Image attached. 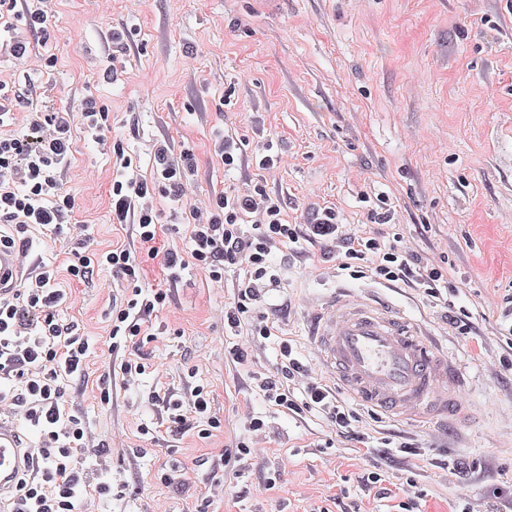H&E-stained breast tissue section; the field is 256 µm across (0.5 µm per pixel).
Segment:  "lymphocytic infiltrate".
Masks as SVG:
<instances>
[{
	"label": "lymphocytic infiltrate",
	"instance_id": "1",
	"mask_svg": "<svg viewBox=\"0 0 512 512\" xmlns=\"http://www.w3.org/2000/svg\"><path fill=\"white\" fill-rule=\"evenodd\" d=\"M2 12L13 15L28 36L19 38L10 27L0 26L1 54L19 58L29 52L32 43L49 41L48 14L33 0H0ZM71 144V118L65 112L32 120L23 132L0 134V224L14 225L19 231L32 224L57 231L71 222L75 200L61 179L70 163ZM115 154L112 221L132 225L139 247L79 251L67 267L78 281L98 266L125 283V301L112 307V336L137 337L149 343L157 339L153 319L166 294L163 289L146 287L145 261L149 258L160 259L168 279L196 269L218 287L223 286L227 269L245 267L244 281L224 307V319L234 328L254 313L266 289L278 285L273 254L285 249L300 255L308 245L321 241L335 243L338 267L352 278L368 275L385 283L409 281L428 296L441 295V266L425 263L418 255L370 233L344 230L333 209H324L309 224L287 223L280 201L258 183L242 193H215L206 212H191L182 198V182L196 168L193 154L185 152L175 159L167 145H159L146 176L134 169L123 148H116ZM162 197L172 212L189 214L192 219L186 231L187 249L158 246L157 203ZM55 281V269L45 265L28 288L0 297V380L9 382L8 388H0V409L19 417L38 434L42 445L38 470L21 482L9 512H76L88 495L106 498L112 494V475L107 469L89 478L83 466L90 451L88 430L65 408L66 384L85 375L90 345L76 336L75 325L60 321L58 311L67 295L56 288ZM280 351L285 365L258 381L265 400L291 413L322 412L337 435L356 437L355 415L326 384L310 375L288 343H281ZM296 385L302 387V395H294ZM160 401L166 410V433L192 431L207 437L221 426L204 387H197L193 404L187 408L166 394Z\"/></svg>",
	"mask_w": 512,
	"mask_h": 512
}]
</instances>
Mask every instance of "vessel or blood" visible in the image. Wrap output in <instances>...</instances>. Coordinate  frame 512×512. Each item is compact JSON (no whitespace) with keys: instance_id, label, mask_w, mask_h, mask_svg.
<instances>
[{"instance_id":"b4317fda","label":"vessel or blood","mask_w":512,"mask_h":512,"mask_svg":"<svg viewBox=\"0 0 512 512\" xmlns=\"http://www.w3.org/2000/svg\"><path fill=\"white\" fill-rule=\"evenodd\" d=\"M23 269L22 255L0 248V295L15 290ZM310 334L319 364L368 411L416 426L471 416L455 355L401 307L341 289L318 297ZM36 460L16 424L0 418V495L16 489Z\"/></svg>"}]
</instances>
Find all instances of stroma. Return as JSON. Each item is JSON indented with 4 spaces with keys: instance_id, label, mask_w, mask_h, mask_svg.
<instances>
[{
    "instance_id": "1",
    "label": "stroma",
    "mask_w": 512,
    "mask_h": 512,
    "mask_svg": "<svg viewBox=\"0 0 512 512\" xmlns=\"http://www.w3.org/2000/svg\"><path fill=\"white\" fill-rule=\"evenodd\" d=\"M54 37L53 67L37 57H0V84L20 102L13 131L38 113L60 112L92 97L109 110L107 136L120 140L142 173L157 142L173 155L191 150L197 169L186 185L189 205L213 193L264 181L291 224L333 208L348 227L375 232L431 261H445L449 300L472 322L460 335L437 299L412 284L351 278L337 268L331 243L309 246L282 274L259 311L277 334L265 340L249 325H224V306L245 277L226 272L212 287L204 272L166 279L152 260L150 283L167 299L158 316L160 342L111 350L109 312L124 287L106 270L77 282L59 318L92 347L85 377L71 380L67 408L81 417L91 447L87 466L106 459L118 486L87 498L78 512H405L406 480L420 494L419 512H476L512 492V353L499 327L512 297V0H43ZM135 27L132 47L114 51L113 32ZM224 130L242 148L225 173L212 135ZM272 141L284 158L272 174L257 167L255 147ZM114 159L74 127L63 173L92 248L136 246L132 226L112 221ZM385 196L394 219L372 223L370 199ZM34 258L66 267L75 231L53 234L31 225ZM340 287L378 292L446 332L473 378L467 396L479 419L437 428L387 421L357 409L370 451L331 438L321 414L287 415L256 391L281 363L280 341L314 364L307 336L312 298ZM247 359L232 361L231 347ZM135 359L165 363L160 380L129 382L114 368ZM110 379V401L99 399ZM203 385L222 422L212 436L142 434L166 412L152 402L161 388L183 402ZM262 417L263 433L247 418ZM252 453L239 458V442ZM408 443L412 452L391 451ZM284 483L271 484L275 469ZM173 482L162 483L164 473ZM380 474L371 483V474Z\"/></svg>"
}]
</instances>
